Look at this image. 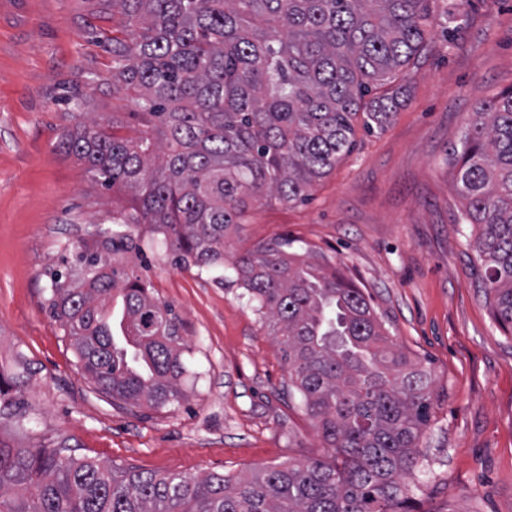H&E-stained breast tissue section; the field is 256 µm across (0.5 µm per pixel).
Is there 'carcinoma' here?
<instances>
[{"label": "carcinoma", "mask_w": 512, "mask_h": 512, "mask_svg": "<svg viewBox=\"0 0 512 512\" xmlns=\"http://www.w3.org/2000/svg\"><path fill=\"white\" fill-rule=\"evenodd\" d=\"M428 0H106L129 37L112 39V85L139 90V135L81 121L60 147L105 189L131 191L112 228L64 251L49 308L95 390L156 411L186 397L170 306L135 274L126 231L147 224L180 267L224 282V239L266 201L309 199L405 97L398 73L426 37ZM479 282L512 333V89L483 103L449 153ZM236 282L280 337L288 378L326 445L249 476L120 467L0 437V512H410L431 375L387 336L362 289L288 238L236 258ZM0 367V419L25 414L31 372Z\"/></svg>", "instance_id": "1"}]
</instances>
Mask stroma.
Here are the masks:
<instances>
[{
  "instance_id": "35a3bbf8",
  "label": "stroma",
  "mask_w": 512,
  "mask_h": 512,
  "mask_svg": "<svg viewBox=\"0 0 512 512\" xmlns=\"http://www.w3.org/2000/svg\"><path fill=\"white\" fill-rule=\"evenodd\" d=\"M428 9L391 123L356 128L353 151L308 201L257 205L225 243L224 282L176 267L162 240H144L135 270L171 305L187 348L186 399L155 411L99 394L47 306L64 249L127 204L58 147L75 127V85L96 120L123 112L137 124L134 91L112 86L122 18L103 0H0V364L19 352L34 370L25 426L2 422L0 438L63 439L80 457L187 476L321 456L312 420L288 392L279 342L231 267L285 235L362 288L393 341L432 376L411 477L417 512H512V334L479 286L477 229L462 220L448 165L472 112L512 88V0H430Z\"/></svg>"
}]
</instances>
